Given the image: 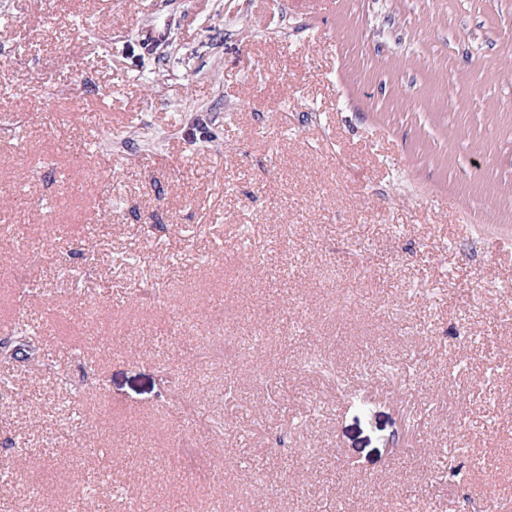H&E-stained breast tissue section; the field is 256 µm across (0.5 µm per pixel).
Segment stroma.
<instances>
[{"label": "stroma", "instance_id": "1", "mask_svg": "<svg viewBox=\"0 0 512 512\" xmlns=\"http://www.w3.org/2000/svg\"><path fill=\"white\" fill-rule=\"evenodd\" d=\"M1 48L0 512H459L452 464L512 512V0H0Z\"/></svg>", "mask_w": 512, "mask_h": 512}]
</instances>
